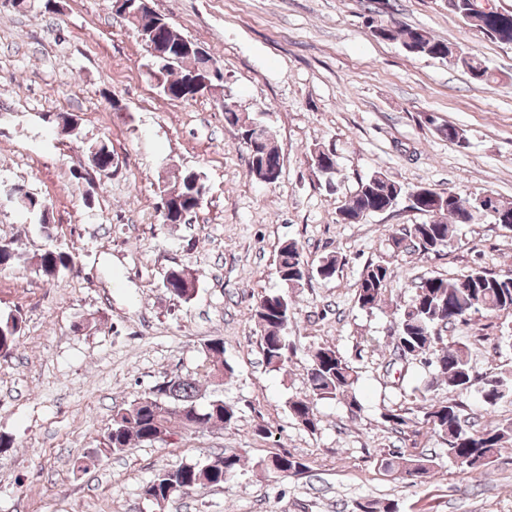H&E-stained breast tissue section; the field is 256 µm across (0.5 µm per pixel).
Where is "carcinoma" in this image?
<instances>
[{"label":"carcinoma","instance_id":"cac0c4a2","mask_svg":"<svg viewBox=\"0 0 512 512\" xmlns=\"http://www.w3.org/2000/svg\"><path fill=\"white\" fill-rule=\"evenodd\" d=\"M448 11L472 29L502 43H512V12L472 15L470 0H448ZM128 23L159 46L172 47L185 41L167 18L155 11H145ZM372 34L382 41L400 42L412 55L439 59L460 67L475 81L491 79L489 67L479 56L435 38L424 28L380 23L373 26ZM199 62L200 59L188 54L179 56L164 75L160 93L171 100L195 99V91L188 89L184 77ZM224 122L237 131L241 142L254 144V147L247 148L249 174L262 182L268 179L278 167L279 147L275 138L267 136V124L255 114L238 111L227 100L224 101ZM112 159V146L108 143L95 152H89L91 168L100 176L109 177L116 172ZM312 161L316 170L326 176V188L335 189L336 154L329 149H318ZM204 188L201 172L195 169L181 171L177 186L160 189V198L167 199V204L160 205L163 223H185L187 217L194 213ZM405 194L406 189L401 184L374 174L361 181L356 192L339 208L338 220L352 224L366 215L389 211ZM410 208L429 215V221L410 224L391 235L390 248L395 257L411 251L422 255L439 253L451 245L453 225L478 223L451 192H436L429 200L418 195L411 201ZM28 261L44 277L53 280L70 266L71 256L57 248H47L28 258L13 242L0 249V270ZM308 267L298 242L293 239L282 241L276 253L275 268L285 289L261 296L253 310L263 358L272 370H280L288 362V324L293 315L288 290L304 285ZM339 269L338 258L330 255L311 269V276L331 280ZM392 274V262L384 259L371 262L363 269L356 293L359 309L371 313L381 308ZM163 288L175 298L189 300L195 293V280L184 271L172 268L163 277ZM397 311L399 343L393 349L394 356L422 365L426 359H431L429 366L433 368L436 382L448 386L447 399L419 407L423 423L448 441L452 453L466 467L473 470L486 468L500 449L512 443V421L474 430L467 425L461 396L476 386L484 403L492 407L512 392V384L506 377L480 379L475 376L469 347L461 342L448 341L442 336V330L450 324L467 321L476 312H512V276L474 269L455 278L422 277ZM20 330V321L15 317L0 321V350H13ZM202 352L208 359L204 365L205 376L212 378L220 373L227 378L233 374V367L224 360L223 340L207 341ZM310 358V397L290 401L288 411L304 430L313 433L318 429L314 401L338 400L347 404L352 413L358 412L360 405L354 395L357 371L336 347L317 345L310 350ZM236 417L237 408L220 397L201 401L197 377L187 376L176 381L165 378L117 410L99 445L88 456L89 463L84 469L97 466V463L125 451L132 444L166 445L173 437L192 427H227L234 423ZM382 419L400 433L418 424L412 407L387 409L382 413ZM381 466L402 479L421 478L430 469L429 460L425 458L394 452L381 459ZM240 467V454L231 452L162 469L149 481L150 491L159 505L198 488L222 487L236 476ZM307 469L302 459L288 452L275 453L255 465L256 475L265 480L288 478Z\"/></svg>","mask_w":512,"mask_h":512}]
</instances>
